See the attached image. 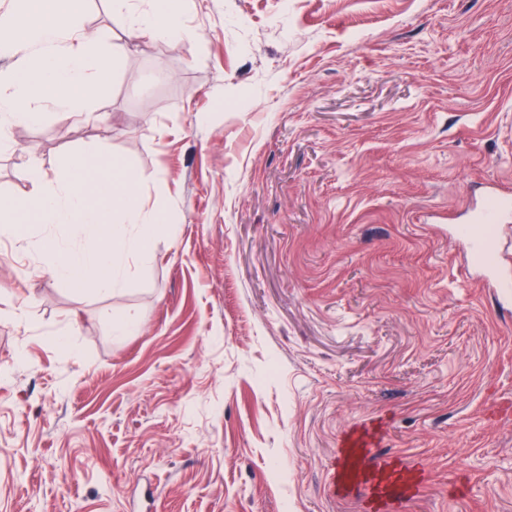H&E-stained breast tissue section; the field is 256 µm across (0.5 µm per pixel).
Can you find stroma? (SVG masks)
Instances as JSON below:
<instances>
[{"label": "stroma", "mask_w": 512, "mask_h": 512, "mask_svg": "<svg viewBox=\"0 0 512 512\" xmlns=\"http://www.w3.org/2000/svg\"><path fill=\"white\" fill-rule=\"evenodd\" d=\"M148 7L83 0L105 91L0 153L8 198L101 145L173 226L109 296L0 236V512H367L350 438L399 512H512V295L455 232L512 188V0ZM151 1V7L143 14L137 16L132 23L130 32L133 35H149L155 40L168 39L176 25L177 12L174 1ZM388 469V465L374 462L370 465L369 462H366L364 458L360 457L353 450L350 451L343 462L341 469V481L343 484H370V492L368 495V499L371 501H378L382 498L383 494L386 493V490L389 485V479L391 478V473L389 472L387 476L383 480H379L375 483H372L368 479H365V474L367 470H377L381 474L386 473Z\"/></svg>", "instance_id": "stroma-1"}]
</instances>
